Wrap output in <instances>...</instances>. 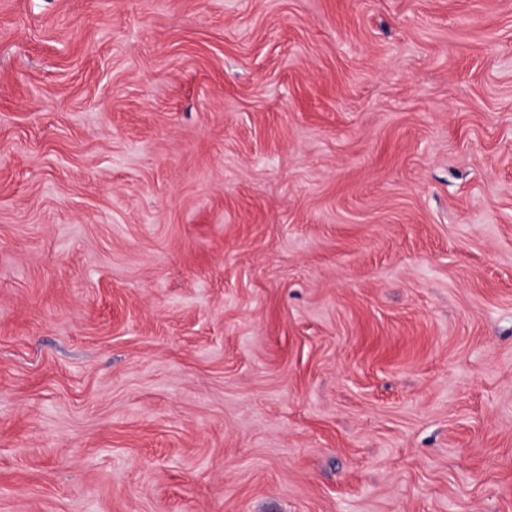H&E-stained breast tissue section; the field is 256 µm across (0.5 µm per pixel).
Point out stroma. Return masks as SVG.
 Masks as SVG:
<instances>
[{
    "instance_id": "1",
    "label": "stroma",
    "mask_w": 512,
    "mask_h": 512,
    "mask_svg": "<svg viewBox=\"0 0 512 512\" xmlns=\"http://www.w3.org/2000/svg\"><path fill=\"white\" fill-rule=\"evenodd\" d=\"M0 512H512V0H0Z\"/></svg>"
}]
</instances>
